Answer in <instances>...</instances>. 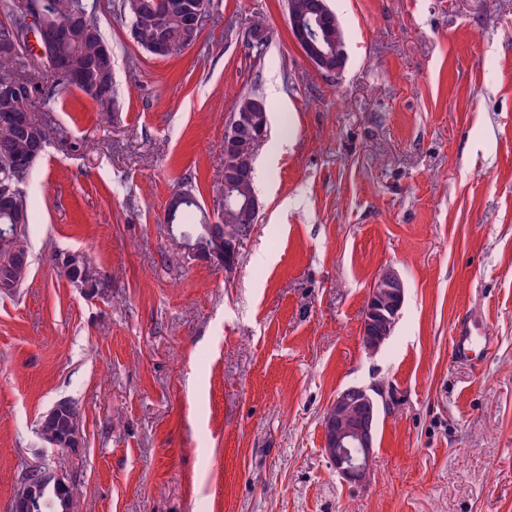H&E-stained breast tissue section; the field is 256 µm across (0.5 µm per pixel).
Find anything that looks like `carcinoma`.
Listing matches in <instances>:
<instances>
[{
    "mask_svg": "<svg viewBox=\"0 0 512 512\" xmlns=\"http://www.w3.org/2000/svg\"><path fill=\"white\" fill-rule=\"evenodd\" d=\"M17 0H0V11L13 17L11 27L0 25V74L5 73L23 79L21 69L25 67L27 51L24 50L14 36L21 28L22 20L13 14ZM52 8L49 15L51 23H71L74 26L72 41L60 47L62 57L68 59L72 66L83 72L85 81L93 84L103 82L112 86V57L104 56L99 51V43L103 40L100 29L94 21L96 0H51ZM157 0H122L120 14L128 20L130 37L142 48H147L153 38L156 26ZM185 16L171 12L166 19V27L172 48L185 45ZM42 138L48 141L52 130L40 123L24 130L21 128L0 127V185H18L27 178L32 166L17 167L13 162L25 160L32 150L34 140ZM199 205L184 203L172 217L178 226L191 235L192 240H208L210 233L204 221L206 216L198 217L194 210ZM257 216L246 217L237 208L224 211V225L240 236L250 232ZM27 224L16 225L13 215L0 208V236L17 234L26 240ZM54 260L59 272L74 286L93 294L104 292L108 284L99 277L92 262L82 252L67 251L55 255ZM30 260L13 256L0 248V276H10L15 285L19 286L28 275Z\"/></svg>",
    "mask_w": 512,
    "mask_h": 512,
    "instance_id": "obj_1",
    "label": "carcinoma"
}]
</instances>
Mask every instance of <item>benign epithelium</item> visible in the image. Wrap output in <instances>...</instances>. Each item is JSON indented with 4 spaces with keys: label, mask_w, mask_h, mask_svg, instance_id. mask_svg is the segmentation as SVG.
I'll list each match as a JSON object with an SVG mask.
<instances>
[{
    "label": "benign epithelium",
    "mask_w": 512,
    "mask_h": 512,
    "mask_svg": "<svg viewBox=\"0 0 512 512\" xmlns=\"http://www.w3.org/2000/svg\"><path fill=\"white\" fill-rule=\"evenodd\" d=\"M18 9L26 17L20 40L24 48L37 54L42 64L57 75H64L72 85L80 84L79 73L68 69L59 56L58 47L66 29L56 26L54 34L46 33L47 15L50 2L45 0L34 10L29 9L28 0H17ZM208 9L207 0H190L185 5L187 29L195 30L202 23ZM330 13L326 0H312L304 14H288V25L296 44L308 54V59L320 71L326 74L340 73L343 68L342 49L333 46L334 36L327 19ZM28 88L8 78H0V96L8 99L27 98ZM262 103L258 100L240 112L232 115L224 129V195L241 203L244 211L256 214L260 204L256 199H237V188L252 178L249 157L236 152L237 144L244 140L255 146L265 137V128L256 117ZM240 242L224 239V255L210 248L185 246L187 256L193 259H209L221 263L224 269L232 268ZM382 284L380 298L374 301V307L365 311L361 339L369 352L377 351L385 339L390 336L397 320V310L404 295V283L398 272L386 268L379 276ZM375 400L369 389L361 386H349L336 394L323 419L325 452L344 477L352 481H361L370 473L373 463V448L376 433ZM64 417L75 424L78 414L67 400L57 402L47 413V419ZM54 488L64 498L65 510H72L69 493L70 486L63 473H50L39 468L31 469V478L20 492L15 494L11 503V512H44L51 505L45 497L46 487Z\"/></svg>",
    "instance_id": "benign-epithelium-1"
}]
</instances>
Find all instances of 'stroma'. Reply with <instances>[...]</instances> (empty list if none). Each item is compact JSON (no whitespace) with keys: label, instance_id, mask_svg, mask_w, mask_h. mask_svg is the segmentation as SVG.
I'll return each instance as SVG.
<instances>
[{"label":"stroma","instance_id":"35a3bbf8","mask_svg":"<svg viewBox=\"0 0 512 512\" xmlns=\"http://www.w3.org/2000/svg\"><path fill=\"white\" fill-rule=\"evenodd\" d=\"M120 4L95 13L109 106L26 62L53 136L19 186L29 274L0 294V512L29 467L64 470L73 512H512V0H328L335 75L294 42L287 0H212L163 58ZM245 94L270 107L261 208L227 271L187 258L165 205L188 189L222 209ZM61 249L109 289L74 287ZM388 267L404 301L371 354L361 322ZM462 318L492 338L483 362L451 352ZM349 386L379 404L359 483L324 452ZM60 399L82 417L75 453L39 433Z\"/></svg>","mask_w":512,"mask_h":512}]
</instances>
